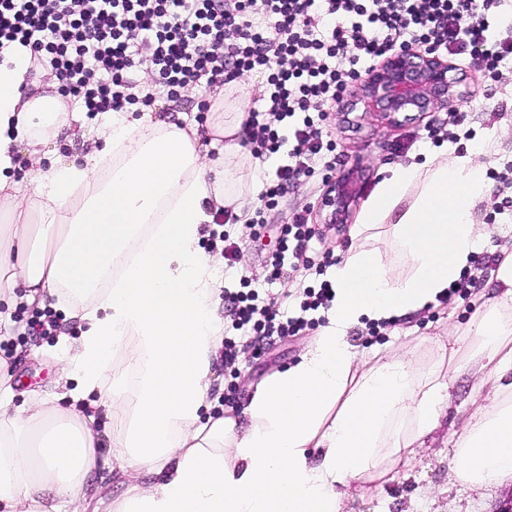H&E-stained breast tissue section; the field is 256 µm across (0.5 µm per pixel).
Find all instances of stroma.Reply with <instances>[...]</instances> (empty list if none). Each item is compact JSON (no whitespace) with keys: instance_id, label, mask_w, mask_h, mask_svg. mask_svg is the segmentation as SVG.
Wrapping results in <instances>:
<instances>
[{"instance_id":"stroma-1","label":"stroma","mask_w":512,"mask_h":512,"mask_svg":"<svg viewBox=\"0 0 512 512\" xmlns=\"http://www.w3.org/2000/svg\"><path fill=\"white\" fill-rule=\"evenodd\" d=\"M453 62L466 76L468 96L448 109L429 114L422 123L390 127L368 119L351 132L341 129L336 119H327L322 131L324 139L334 147L329 154L332 171L342 172L356 162L363 167L358 195L346 224L330 229L318 222L316 207L332 172L320 166L312 177L301 178L289 186L275 205L267 207L260 199L249 200L246 225L229 226L232 239L240 245V253L235 263L219 266V288L236 292L250 287L260 301L277 302L289 315H299L303 290L316 285L318 275L301 269L270 281L265 268L294 211H304L311 230L307 251L311 260H320L326 252L347 250L352 226L381 179L383 169L397 163L422 161L433 148L427 137L429 128L443 124L447 127L444 142L450 155L465 154L472 140L487 144L484 154L473 158L474 163L485 167L489 185L485 198L475 208V220L486 232L470 268L477 284L470 294L453 295L437 307L399 320L393 327L362 321L349 330L348 340L356 351L367 355L389 356L410 347L431 361L435 354L430 338L466 334L496 291L497 254L512 250V209L503 211L497 207L503 197L512 198V58L505 60L495 75L467 55L456 56ZM37 309L26 304L11 308L12 333L0 340V357L7 359L13 375V402L17 405L23 402L25 393L53 390L57 357L61 353L59 338L80 333L78 322L66 318L51 299L42 309L58 320V331L45 336L30 335L26 321ZM320 329L316 323L296 335L265 341L260 354H239L230 368L217 362L209 391L211 413L220 415L239 406L251 385L297 362L313 345ZM493 392L492 380L480 383L468 372L458 374L445 409L447 419L430 435L426 447L418 449L410 461L400 462L392 475L380 481L352 483L342 512H500L512 500L511 477L477 490L462 485L456 477L455 440L473 411L472 399L477 394L489 398Z\"/></svg>"}]
</instances>
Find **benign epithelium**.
<instances>
[{"label":"benign epithelium","mask_w":512,"mask_h":512,"mask_svg":"<svg viewBox=\"0 0 512 512\" xmlns=\"http://www.w3.org/2000/svg\"><path fill=\"white\" fill-rule=\"evenodd\" d=\"M464 83V76L439 53L395 47L360 80L353 95L338 104L337 116L345 127L358 125L362 117L387 125L420 120L464 98ZM353 197V173L332 180L322 199L323 222L344 223Z\"/></svg>","instance_id":"obj_1"}]
</instances>
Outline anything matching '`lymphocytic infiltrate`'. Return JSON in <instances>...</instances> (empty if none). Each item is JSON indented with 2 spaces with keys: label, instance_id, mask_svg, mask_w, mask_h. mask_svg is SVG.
Here are the masks:
<instances>
[{
  "label": "lymphocytic infiltrate",
  "instance_id": "obj_1",
  "mask_svg": "<svg viewBox=\"0 0 512 512\" xmlns=\"http://www.w3.org/2000/svg\"><path fill=\"white\" fill-rule=\"evenodd\" d=\"M501 0H0V49L29 47L31 75L50 67L62 96L87 112H125L177 97L191 86L225 85L254 70L267 74L261 108L246 120L254 157L286 151L261 193L273 204L290 184L312 176L328 151L320 121L359 68H372L393 47L422 44L467 54L497 71L512 55V22L489 31ZM154 89L137 97L140 72ZM310 230L294 213L268 264L270 277L305 260ZM301 314L258 305L252 292H225L239 339H225L224 361L263 339L295 335L307 313L329 309L331 281L305 288Z\"/></svg>",
  "mask_w": 512,
  "mask_h": 512
}]
</instances>
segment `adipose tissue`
I'll use <instances>...</instances> for the list:
<instances>
[{
  "mask_svg": "<svg viewBox=\"0 0 512 512\" xmlns=\"http://www.w3.org/2000/svg\"><path fill=\"white\" fill-rule=\"evenodd\" d=\"M31 65L28 47L0 54V210L11 217L0 226V304L55 298L81 332L65 341L57 393L13 405L0 360V512L84 506L95 471L127 484L99 499L102 512H342L353 482L386 476L439 426L464 363L504 394L458 437L457 477L479 487L512 475V253L498 260L501 292L467 345L438 344L447 363L425 368L411 351L365 359L347 339L362 320L437 303L470 269L485 237L474 217L488 188L483 167L435 152L385 168L335 269L314 345L257 384L240 412L207 416L224 328L218 259L201 243L216 214L242 217L255 190L243 171L246 84L219 94L224 113L206 128L111 112L100 146L44 164L61 131L85 130L60 96L28 91ZM21 149L37 161L23 183ZM381 228L387 252L357 245ZM102 410L106 455L94 427Z\"/></svg>",
  "mask_w": 512,
  "mask_h": 512,
  "instance_id": "obj_1",
  "label": "adipose tissue"
}]
</instances>
